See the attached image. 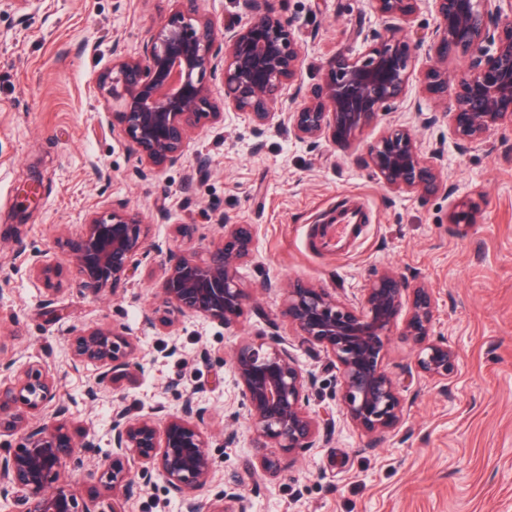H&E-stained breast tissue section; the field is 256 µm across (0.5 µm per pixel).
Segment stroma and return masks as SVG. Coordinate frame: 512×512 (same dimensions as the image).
I'll return each instance as SVG.
<instances>
[{
	"instance_id": "35a3bbf8",
	"label": "stroma",
	"mask_w": 512,
	"mask_h": 512,
	"mask_svg": "<svg viewBox=\"0 0 512 512\" xmlns=\"http://www.w3.org/2000/svg\"><path fill=\"white\" fill-rule=\"evenodd\" d=\"M261 5L302 46L287 108L295 93L314 92L328 58L351 46L354 30L371 36L384 29L367 0ZM171 10V0H0V358L49 365L68 426L100 440L63 464L60 483L92 512H107L96 472L111 454L112 403L140 417L159 406L176 411L190 392L212 412L218 466L199 494L206 505L225 512H512V126L491 131L479 147L448 139L447 187L438 194L388 190L363 163L372 143L404 126L426 152L448 131L446 104L424 89L429 60L420 50L405 101L347 144L301 143L228 112L196 130L176 164L143 168L96 83L113 51L139 53ZM33 164L42 183L29 202L21 187ZM354 202L364 213L359 238L341 256L321 249V226ZM121 205L148 224L149 255L116 292L95 297L57 241L78 235L91 212ZM462 210L468 221L453 223ZM226 222L256 227L253 258L240 269L248 311L230 327L178 316L173 342L146 328L145 313L162 306L165 264L203 258ZM180 224L192 225V235L180 236ZM32 255L62 272L54 305L43 302ZM386 269L432 289V334L458 351L453 377L442 383L415 372L416 344L394 334L382 367L400 382L407 409L394 431L375 438L346 421L336 362L293 343L299 365L317 378L308 408L329 414L335 430L326 447L282 457L277 473L261 472L232 362L240 340L268 330L255 307L279 318L289 337L279 317L283 285L301 281L356 296ZM101 323L137 337L142 370L136 383L91 402L85 390L98 371L73 364L66 338ZM228 433L233 441H225ZM231 479L237 496L227 499Z\"/></svg>"
}]
</instances>
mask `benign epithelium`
Returning <instances> with one entry per match:
<instances>
[{"label": "benign epithelium", "mask_w": 512, "mask_h": 512, "mask_svg": "<svg viewBox=\"0 0 512 512\" xmlns=\"http://www.w3.org/2000/svg\"><path fill=\"white\" fill-rule=\"evenodd\" d=\"M249 23L216 37L212 19L196 0H173L171 16L152 34L137 56L118 57L97 83V93L121 126L140 161L161 168L178 162L191 133L204 121L224 120V112H243L260 126L275 123L295 140L317 144L331 136L347 142L374 123L381 112L402 103L414 71L410 29L386 26L357 54L339 53L323 68L321 83L307 102L277 111L283 90L297 78L302 48L284 22L243 0ZM417 0H369L382 18H410ZM439 25L418 34L414 46L432 65L425 90L438 100L448 96L452 56L469 57L458 76L448 132L460 145L482 143L497 127L512 126V0H434ZM220 74L224 108L211 99L206 73ZM444 146L425 154L412 131L394 129L369 146L366 164L389 190L427 197L445 183ZM149 228L138 212L121 207L88 215L82 232L58 240L81 284L97 295L114 287L147 256ZM252 224H226L224 234L200 260L180 259L164 267L162 294L167 308L223 326L243 316L248 298L239 269L253 256ZM41 278L44 302L62 292L61 272L32 261ZM435 298L419 279L385 270L359 296L349 298L327 288L297 283L285 289L282 316L300 342L322 350L338 364L340 401L346 419L380 437L400 423L405 400L398 383L382 369L386 346L403 318L402 335L419 345L416 367L438 381L452 377L457 353L440 338L430 339ZM74 363L99 369L86 397L96 401L139 370V348L125 328L89 327L68 337ZM232 360L259 467L274 473L280 456L321 448L331 434L330 419L308 410L314 375L303 371L288 337L272 332L243 340ZM67 407L58 379L42 363L27 364L15 382L0 381V433L14 445L0 454V512H93L66 486L57 483L59 467L87 448L95 435L74 437L60 422ZM209 409L194 396L180 410L133 418L113 408L108 444L112 461L99 481L112 500L109 512H124L134 490L158 478L179 500L182 512H203L197 491L211 481L216 460L205 427Z\"/></svg>", "instance_id": "1"}]
</instances>
